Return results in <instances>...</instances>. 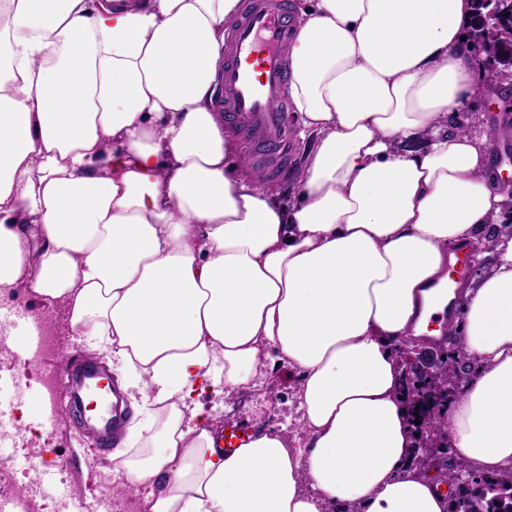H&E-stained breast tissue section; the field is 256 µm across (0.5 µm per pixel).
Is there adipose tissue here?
I'll list each match as a JSON object with an SVG mask.
<instances>
[{"instance_id":"1","label":"adipose tissue","mask_w":512,"mask_h":512,"mask_svg":"<svg viewBox=\"0 0 512 512\" xmlns=\"http://www.w3.org/2000/svg\"><path fill=\"white\" fill-rule=\"evenodd\" d=\"M240 0H0V298L67 307L137 389L119 454L147 512H447L394 354L426 332L448 249L512 204L477 91L470 0H307L288 93L316 135L288 202L238 173L213 110ZM455 321L483 369L459 457L512 468V234ZM298 374L304 439L225 454L200 399Z\"/></svg>"}]
</instances>
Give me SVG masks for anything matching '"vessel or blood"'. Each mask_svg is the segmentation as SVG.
Instances as JSON below:
<instances>
[{
  "label": "vessel or blood",
  "mask_w": 512,
  "mask_h": 512,
  "mask_svg": "<svg viewBox=\"0 0 512 512\" xmlns=\"http://www.w3.org/2000/svg\"><path fill=\"white\" fill-rule=\"evenodd\" d=\"M299 22L289 0H246L239 23L224 37V69L217 104L225 123L235 127L256 147L251 166L257 181L285 172L294 160L291 134L284 115L289 54ZM83 386L74 404L85 401L86 385L101 375V363L84 360L74 366ZM92 432L101 443L119 438L126 425L120 409L101 408Z\"/></svg>",
  "instance_id": "vessel-or-blood-1"
}]
</instances>
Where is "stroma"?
I'll return each instance as SVG.
<instances>
[{
  "instance_id": "35a3bbf8",
  "label": "stroma",
  "mask_w": 512,
  "mask_h": 512,
  "mask_svg": "<svg viewBox=\"0 0 512 512\" xmlns=\"http://www.w3.org/2000/svg\"><path fill=\"white\" fill-rule=\"evenodd\" d=\"M512 104V83L487 81L486 91L474 101L472 109L484 116V130L490 142L512 146V118L504 105ZM51 321L56 344L39 357L27 350L28 318ZM0 324L12 331L10 350L0 355V380L9 383L4 406L7 425L17 428L13 452L0 456V464L10 465L12 456L26 458V467L17 469L19 484L37 483L43 493V512H58L60 502H67L71 512H89L99 497L114 493L123 503V512H141L142 494L128 493L122 473L116 472L112 451L95 447L84 418L73 409L68 383L72 362L97 357L98 352L86 337L71 329L63 305L42 306L32 298H22L0 306ZM264 394L268 406L262 415H254L255 393L242 392L230 409L219 413L217 429L245 426L251 429L272 428L285 439H293L296 430L287 418L297 407V375L287 367L267 364ZM56 382L58 412L51 422L21 424L20 408L26 401L38 400L44 394L46 376Z\"/></svg>"
}]
</instances>
